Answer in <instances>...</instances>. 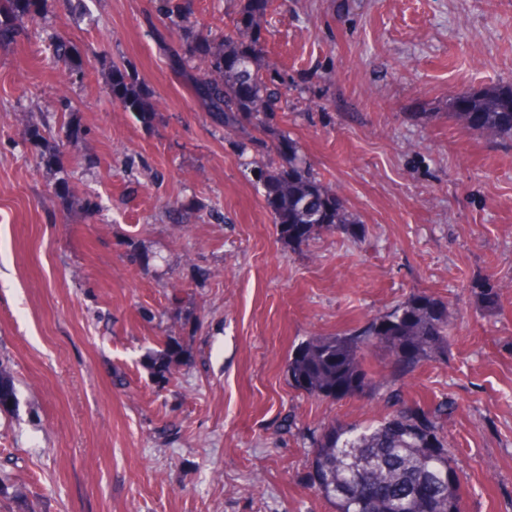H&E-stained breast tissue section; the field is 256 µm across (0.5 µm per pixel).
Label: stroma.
<instances>
[{"label":"stroma","mask_w":512,"mask_h":512,"mask_svg":"<svg viewBox=\"0 0 512 512\" xmlns=\"http://www.w3.org/2000/svg\"><path fill=\"white\" fill-rule=\"evenodd\" d=\"M262 41L288 76L275 126L358 239L280 241L242 132L173 68L186 47L155 0H53L0 46V364L17 389L0 458L34 512H333L309 477L315 436L382 420L398 389L453 401L464 512H512V141L449 116L512 82V0H276ZM115 64L149 88V122L113 99ZM45 123L55 171L26 134ZM419 292L448 306L446 354L406 376L370 356V394L290 384L303 340ZM168 336L185 354L160 386L144 360Z\"/></svg>","instance_id":"stroma-1"}]
</instances>
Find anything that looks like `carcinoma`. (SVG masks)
<instances>
[{
    "label": "carcinoma",
    "mask_w": 512,
    "mask_h": 512,
    "mask_svg": "<svg viewBox=\"0 0 512 512\" xmlns=\"http://www.w3.org/2000/svg\"><path fill=\"white\" fill-rule=\"evenodd\" d=\"M50 0H0V29L18 36L24 19L48 12ZM270 0H238L232 28L217 43L207 31L180 25L189 9L174 0H159L157 11L182 30L191 57L202 63V74L179 73L188 79L213 120L228 131L247 125L258 131L273 127L281 110L288 79L266 60L260 34ZM54 56L65 64L73 60L74 46L53 40ZM109 89L125 110L147 122L152 117L149 91L134 73L114 66ZM472 111L451 112L449 117L465 128L512 141V83L500 84L471 95ZM286 165L273 168L261 157L274 151L263 138L249 136L238 143L240 154L252 152L251 172L265 191L278 235L299 247L323 231L357 238L361 224L343 207L337 194L324 184L286 134ZM482 307L494 309L499 292L489 282L474 288ZM452 325L447 305L432 295L411 296L391 312L374 318L352 333L311 336L288 358L292 385L317 397L336 400L365 394L374 385L367 364L371 348L385 352L403 374L413 372L448 350ZM182 351L170 336L162 349L146 358L152 378L165 384L181 362ZM388 400L399 406V421L387 417L367 427L332 423L315 440L310 477L334 512H462L460 476L448 455L441 420L453 410L451 402L435 407L404 405L401 395ZM16 403L14 377L0 365V413Z\"/></svg>",
    "instance_id": "cac0c4a2"
}]
</instances>
